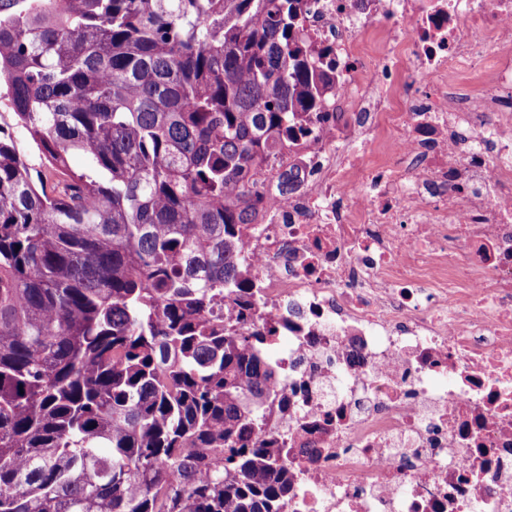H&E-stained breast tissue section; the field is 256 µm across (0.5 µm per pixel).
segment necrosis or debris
I'll return each instance as SVG.
<instances>
[{
    "instance_id": "necrosis-or-debris-1",
    "label": "necrosis or debris",
    "mask_w": 512,
    "mask_h": 512,
    "mask_svg": "<svg viewBox=\"0 0 512 512\" xmlns=\"http://www.w3.org/2000/svg\"><path fill=\"white\" fill-rule=\"evenodd\" d=\"M304 3L336 78L243 249L286 512H512V0Z\"/></svg>"
}]
</instances>
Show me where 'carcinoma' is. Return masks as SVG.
<instances>
[{"mask_svg": "<svg viewBox=\"0 0 512 512\" xmlns=\"http://www.w3.org/2000/svg\"><path fill=\"white\" fill-rule=\"evenodd\" d=\"M301 0H0V512H286L242 235L333 76ZM81 154L86 167H72ZM10 112L13 111L8 100L6 98H0V124L12 132L19 152L28 157L33 168L32 175L36 177V171L44 170L42 160L38 151L29 142L25 132L14 125Z\"/></svg>", "mask_w": 512, "mask_h": 512, "instance_id": "1", "label": "carcinoma"}]
</instances>
